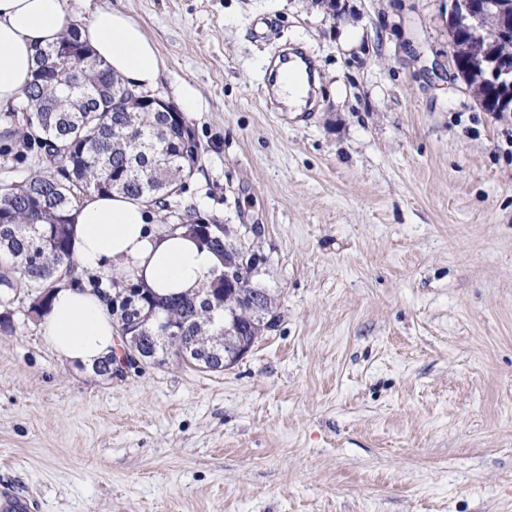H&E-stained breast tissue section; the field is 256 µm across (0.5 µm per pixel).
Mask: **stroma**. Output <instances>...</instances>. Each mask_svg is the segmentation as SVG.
<instances>
[{
  "mask_svg": "<svg viewBox=\"0 0 512 512\" xmlns=\"http://www.w3.org/2000/svg\"><path fill=\"white\" fill-rule=\"evenodd\" d=\"M341 3L64 0L142 27L155 96L196 90L183 199L261 226L275 322L224 371L110 378L0 297V486L38 512H512V125L455 74L448 0ZM288 42L308 114L269 106Z\"/></svg>",
  "mask_w": 512,
  "mask_h": 512,
  "instance_id": "stroma-1",
  "label": "stroma"
}]
</instances>
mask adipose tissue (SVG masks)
Returning <instances> with one entry per match:
<instances>
[{"label": "adipose tissue", "mask_w": 512, "mask_h": 512, "mask_svg": "<svg viewBox=\"0 0 512 512\" xmlns=\"http://www.w3.org/2000/svg\"><path fill=\"white\" fill-rule=\"evenodd\" d=\"M63 28V0H0V108L19 98L37 67V47L55 42ZM82 38L130 88L145 92L157 84L158 52L124 12L98 9ZM71 219L74 256L86 269L135 276L162 296L201 293L223 266L182 225L155 224L150 208L127 195L86 197ZM116 330L103 295L66 283L55 289L44 336L61 361L89 368L112 357Z\"/></svg>", "instance_id": "adipose-tissue-1"}]
</instances>
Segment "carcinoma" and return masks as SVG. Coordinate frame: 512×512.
<instances>
[{
  "instance_id": "obj_1",
  "label": "carcinoma",
  "mask_w": 512,
  "mask_h": 512,
  "mask_svg": "<svg viewBox=\"0 0 512 512\" xmlns=\"http://www.w3.org/2000/svg\"><path fill=\"white\" fill-rule=\"evenodd\" d=\"M467 42L496 58L512 60V39L487 24ZM85 49L81 28L65 26L53 44L36 49L37 69L18 109L19 127L0 131V159L7 161L21 143L41 163L22 182L0 183V257L13 260L0 272V285L12 293L32 294L29 311L43 317L60 282L75 274L70 216L94 193H123L165 210L163 195L185 187L186 173L200 166L204 147L189 125L171 112H120L112 96L125 87L100 59L91 67L72 64L74 74L46 71L50 59ZM196 208H184L186 228L212 249L226 255L248 249L246 237L226 238L224 224H194ZM94 288L108 281L111 311L121 331L137 332L142 365L162 366L173 352L186 365L224 370L228 357L259 339L263 320L273 316L271 298L231 266L213 273L202 293L165 297L131 279L90 275ZM164 323L175 332L166 342L157 337Z\"/></svg>"
}]
</instances>
